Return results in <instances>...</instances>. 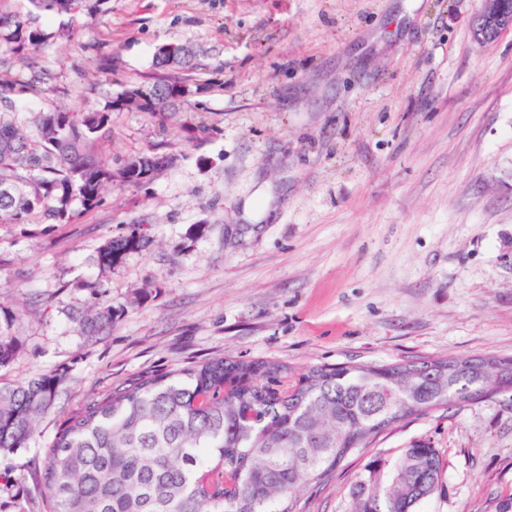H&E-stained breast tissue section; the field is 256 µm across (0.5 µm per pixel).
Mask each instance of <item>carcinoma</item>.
I'll use <instances>...</instances> for the list:
<instances>
[{
  "label": "carcinoma",
  "mask_w": 512,
  "mask_h": 512,
  "mask_svg": "<svg viewBox=\"0 0 512 512\" xmlns=\"http://www.w3.org/2000/svg\"><path fill=\"white\" fill-rule=\"evenodd\" d=\"M24 13L0 11V43L19 60L48 46L41 17L100 11L104 0H27ZM200 53L184 43L155 54L162 71H192ZM179 81L162 80L148 94L127 90L117 108L166 112L181 98ZM27 86L0 80V221L61 223L72 203L89 209L118 180L137 186L168 162L138 154L117 169L94 145L110 121L88 108L24 113ZM133 229L100 246L106 269L146 247ZM124 314L110 305L71 316L84 336H97ZM13 311L0 305V370L22 353L10 332ZM475 358H428L383 365H317L295 380L269 360L213 357L179 372L146 373L100 400L87 402L56 432L39 466L52 512H297L294 489L321 482L386 427L482 389L493 372ZM63 373L0 384V460L27 447L35 418L50 408ZM438 449H403L388 480L369 472L349 512H417L438 488Z\"/></svg>",
  "instance_id": "obj_1"
}]
</instances>
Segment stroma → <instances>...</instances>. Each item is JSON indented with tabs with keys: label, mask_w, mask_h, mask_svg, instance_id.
I'll use <instances>...</instances> for the list:
<instances>
[{
	"label": "stroma",
	"mask_w": 512,
	"mask_h": 512,
	"mask_svg": "<svg viewBox=\"0 0 512 512\" xmlns=\"http://www.w3.org/2000/svg\"><path fill=\"white\" fill-rule=\"evenodd\" d=\"M481 0H106L74 17L33 67L41 110L111 112L97 152L170 162L113 183L65 224L0 223V304L25 352L0 383L62 369L53 407L12 458L0 512H47L32 472L87 401L145 372L214 356L319 364L512 358V30L478 43ZM201 47L168 113L111 110L161 79L157 48ZM145 249L100 268L105 240ZM148 298L135 303L140 291ZM123 309L89 338L73 312ZM437 448L438 490L417 512H484L512 494V389L405 419L293 496L348 512L370 469L416 441Z\"/></svg>",
	"instance_id": "35a3bbf8"
}]
</instances>
